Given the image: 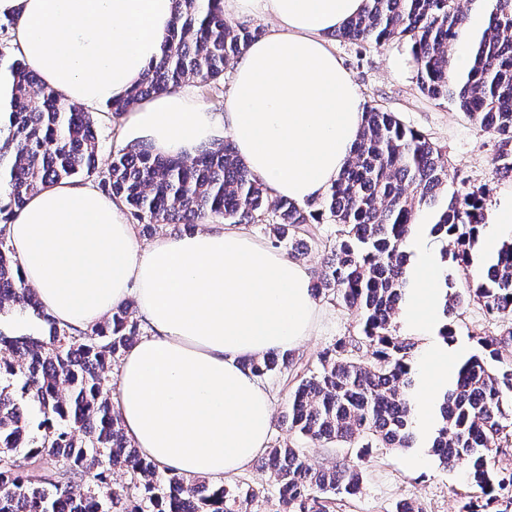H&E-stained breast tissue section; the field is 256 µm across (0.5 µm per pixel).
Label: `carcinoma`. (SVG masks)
I'll list each match as a JSON object with an SVG mask.
<instances>
[{
	"label": "carcinoma",
	"instance_id": "obj_1",
	"mask_svg": "<svg viewBox=\"0 0 512 512\" xmlns=\"http://www.w3.org/2000/svg\"><path fill=\"white\" fill-rule=\"evenodd\" d=\"M366 0L362 13L336 35L381 46L406 42L417 66L419 91L454 104L497 140L498 173H512V0ZM474 65L452 70L449 50L473 32ZM259 27L228 21L222 0H174V17L159 59L148 64L126 98L105 104L114 124L133 106L167 93L187 78L219 84L224 70ZM12 96L0 120V316L27 310L43 315L34 289L9 248L7 227L41 188L97 169L92 114L65 100L20 59L8 65ZM100 189L120 198L145 230L224 220L263 224L271 247L299 260L319 246L317 224L337 226L311 291L359 317V333L336 339L319 366L300 365L291 353L268 352L247 366L260 380L289 388L283 418L291 441L262 457L269 487L231 489L202 477L161 472L125 435L112 402V367L145 333L127 299L88 330L60 327L49 341L0 333V512H333L335 497L361 492L364 473L347 457L322 468L308 463L307 447L344 445L394 449L428 445L445 468L468 464L476 490L461 512H512V468L496 464L512 445V326L477 340L481 351L458 360L430 427L421 420L420 386L412 361L414 336L398 319L413 284L409 268L420 215L431 213L430 233L453 250L448 265L474 272L473 284L445 293L444 314L468 297L500 318L512 317V240L491 264L474 259L485 224L486 188L462 193L448 181V159L425 134L378 106L364 111L352 158L322 196L302 204L270 200L262 180L238 157L232 140L193 158L149 149L112 156ZM41 419L32 427L26 399Z\"/></svg>",
	"mask_w": 512,
	"mask_h": 512
}]
</instances>
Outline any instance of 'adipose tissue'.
I'll return each mask as SVG.
<instances>
[{
    "label": "adipose tissue",
    "instance_id": "adipose-tissue-1",
    "mask_svg": "<svg viewBox=\"0 0 512 512\" xmlns=\"http://www.w3.org/2000/svg\"><path fill=\"white\" fill-rule=\"evenodd\" d=\"M224 12L272 19L237 59L224 109L188 92L135 105L129 127L168 156L193 154L228 131L270 193L320 196L351 155L363 123L361 93L333 51L332 34L365 0H223ZM173 0H0L15 21L27 68L88 109L124 96L162 50ZM8 244L46 313L88 329L135 297L146 331L124 353L114 400L125 434L159 469L219 480L268 448L274 397L247 359L296 351L318 306L303 265L246 232L211 225L139 249L121 200L93 185L60 183L32 195ZM420 287L403 314L415 333L442 301L436 260L420 252ZM453 345L421 363L419 402L454 366Z\"/></svg>",
    "mask_w": 512,
    "mask_h": 512
}]
</instances>
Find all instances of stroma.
<instances>
[{"label": "stroma", "mask_w": 512, "mask_h": 512, "mask_svg": "<svg viewBox=\"0 0 512 512\" xmlns=\"http://www.w3.org/2000/svg\"><path fill=\"white\" fill-rule=\"evenodd\" d=\"M332 47L357 84L366 105L381 106L396 113L407 127L427 135L445 151L455 187L469 191L486 187V204L493 207L512 200V177L495 173L498 144L478 124L455 107L434 101L417 88L416 69L404 41L392 39L377 46L368 42L333 40ZM99 145V162L107 164L113 154L137 144L128 124L113 125L107 115L93 111ZM319 320L295 357L315 367L319 354L338 337L358 332L354 314L327 301H319ZM456 343L476 350V337L502 332L500 319L488 315L476 301L463 302L448 317ZM358 458L364 470L361 493L337 502L336 512H397L401 501H415L423 512H460L470 489L462 469H447L426 448L407 452L370 448L365 456L356 449L312 448L308 459L327 465L341 456ZM420 457L414 467L409 456Z\"/></svg>", "instance_id": "stroma-1"}]
</instances>
